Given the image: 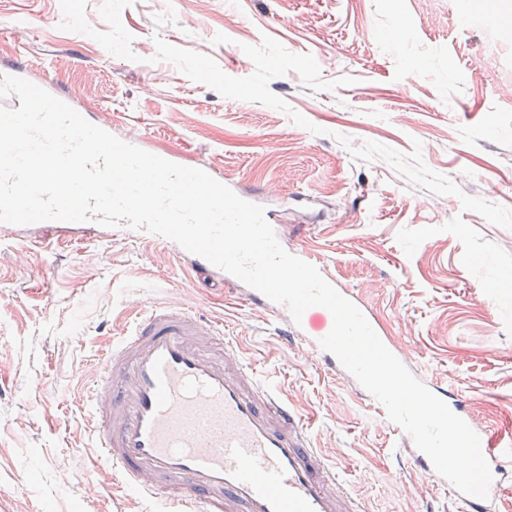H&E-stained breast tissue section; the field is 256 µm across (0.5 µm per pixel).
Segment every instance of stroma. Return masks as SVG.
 Here are the masks:
<instances>
[{"label": "stroma", "mask_w": 512, "mask_h": 512, "mask_svg": "<svg viewBox=\"0 0 512 512\" xmlns=\"http://www.w3.org/2000/svg\"><path fill=\"white\" fill-rule=\"evenodd\" d=\"M174 9L175 24L154 18ZM252 74L263 36L312 54L313 93L290 72L271 91L320 134L257 102L223 97L167 62L154 34ZM229 41L214 44L216 34ZM134 131L155 149L221 166L244 188L290 197L288 242L380 318L398 351L466 402L478 428L512 436V229L438 209L386 161L339 136L411 152L463 193L512 208V0H0V70ZM175 303L221 324L305 419L343 489L367 512H462L410 468L375 409L267 311L203 286L178 253L101 228L25 226L0 240V512H156L157 501L93 471L85 389L135 313Z\"/></svg>", "instance_id": "stroma-1"}]
</instances>
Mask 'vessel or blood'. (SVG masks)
<instances>
[{
	"instance_id": "1",
	"label": "vessel or blood",
	"mask_w": 512,
	"mask_h": 512,
	"mask_svg": "<svg viewBox=\"0 0 512 512\" xmlns=\"http://www.w3.org/2000/svg\"><path fill=\"white\" fill-rule=\"evenodd\" d=\"M184 262L247 305L284 318L269 300L204 258ZM98 464L111 479L160 499L165 512H365L337 485L304 420L214 326L184 308H151L113 340L88 385ZM499 487L512 457L497 433H478ZM412 465L437 476L407 433Z\"/></svg>"
}]
</instances>
